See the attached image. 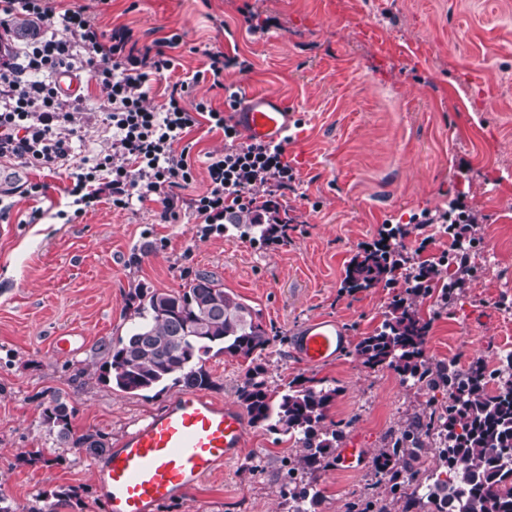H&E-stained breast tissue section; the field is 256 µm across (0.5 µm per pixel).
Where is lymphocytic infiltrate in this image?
<instances>
[{"mask_svg": "<svg viewBox=\"0 0 512 512\" xmlns=\"http://www.w3.org/2000/svg\"><path fill=\"white\" fill-rule=\"evenodd\" d=\"M99 2L85 0L59 11L50 0H0L1 27L18 17L39 21L12 60L0 62V158L20 159L42 169L66 160L87 114L83 97L64 95L59 80L86 76L105 94L101 108L112 143L91 166L76 173L72 192L80 203L97 202L96 192L86 186L103 181L111 189L113 208L125 210L133 201L158 197L163 220H178L180 192L195 179L193 145L186 137L204 117L211 128L223 131L224 149L208 153L209 185L191 198L189 209L201 223L219 227L230 214L259 218L275 212L279 198L296 192L301 180L285 161L283 144L242 139L232 117L241 105V91L224 82L225 69L237 65V57L221 51L206 54L205 72L213 87L224 92L223 109L206 101L185 108L182 100L190 88L185 80L167 86L160 107H147L153 78L175 67L171 51L179 38L174 35L141 47L128 28L104 33L97 23ZM59 25L70 32V39L58 38ZM477 221L461 198L450 201L446 209L425 210L412 218L420 229L454 225L457 242L464 241L468 225Z\"/></svg>", "mask_w": 512, "mask_h": 512, "instance_id": "1", "label": "lymphocytic infiltrate"}]
</instances>
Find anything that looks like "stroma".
Segmentation results:
<instances>
[{
  "label": "stroma",
  "instance_id": "obj_1",
  "mask_svg": "<svg viewBox=\"0 0 512 512\" xmlns=\"http://www.w3.org/2000/svg\"><path fill=\"white\" fill-rule=\"evenodd\" d=\"M98 23L106 32L127 26L143 43L179 35L171 78L192 79L208 50L247 60L249 71L227 69L224 81L246 96L279 97L300 120L285 158L302 184L281 205L287 239L268 244L229 223L205 231L187 209L161 222L157 199L123 211L103 201L76 214L73 174L112 142L97 115L104 95L88 80L80 93L92 117L69 161L48 172L0 158V492L26 507L73 488L79 500L57 512H106L98 457L49 438L47 392L73 407L74 432L96 430L111 442L161 410L181 387L116 390L97 377V348L126 335L130 289L178 291L206 271L286 336L266 352L270 388L298 377L335 388L326 421L365 455L349 470L326 457L316 473L317 512H347L375 483V459L393 433L444 399L357 355L355 344L406 294L401 283L342 288L362 243L466 196L479 217L476 236L495 246V260L470 252L478 276L449 304L437 285L414 296L430 323L424 358L494 369L512 354V0H106ZM189 138L196 179L186 199L208 186L206 153L224 148L223 133L205 122ZM31 183L42 184L41 194L25 195ZM322 317L338 320L351 346L309 366L293 343ZM67 331L83 336L80 349L53 352L52 337ZM205 366L214 381L207 397L237 405L246 363L220 354ZM28 450L42 459L22 460ZM298 455L288 436L248 425L237 459L158 512H283L286 469Z\"/></svg>",
  "mask_w": 512,
  "mask_h": 512
}]
</instances>
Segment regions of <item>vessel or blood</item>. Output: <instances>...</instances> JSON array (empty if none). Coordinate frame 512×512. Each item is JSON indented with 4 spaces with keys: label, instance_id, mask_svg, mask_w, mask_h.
<instances>
[{
    "label": "vessel or blood",
    "instance_id": "b4317fda",
    "mask_svg": "<svg viewBox=\"0 0 512 512\" xmlns=\"http://www.w3.org/2000/svg\"><path fill=\"white\" fill-rule=\"evenodd\" d=\"M235 119L250 141L275 143L288 130V109L271 94L248 95ZM348 343L339 322L316 319L301 329L295 354L306 364L320 365L337 358ZM245 437L239 409L213 403L199 392L177 395L106 454L100 480L107 512H157L237 458Z\"/></svg>",
    "mask_w": 512,
    "mask_h": 512
}]
</instances>
